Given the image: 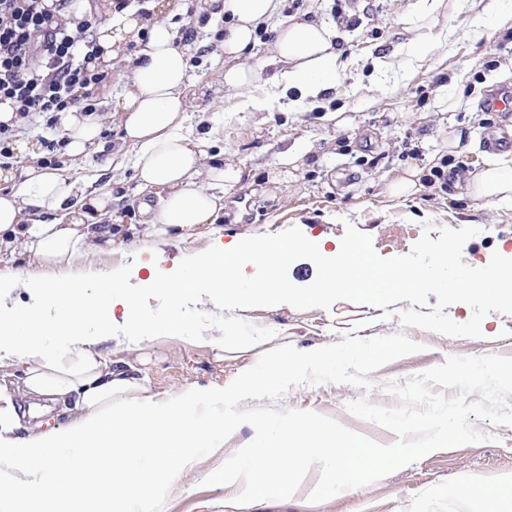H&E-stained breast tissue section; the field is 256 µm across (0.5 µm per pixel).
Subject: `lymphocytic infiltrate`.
<instances>
[{
    "label": "lymphocytic infiltrate",
    "mask_w": 512,
    "mask_h": 512,
    "mask_svg": "<svg viewBox=\"0 0 512 512\" xmlns=\"http://www.w3.org/2000/svg\"><path fill=\"white\" fill-rule=\"evenodd\" d=\"M43 0H0V102L20 128L55 129L61 113L92 112L108 72L96 64L90 16L51 14Z\"/></svg>",
    "instance_id": "obj_1"
}]
</instances>
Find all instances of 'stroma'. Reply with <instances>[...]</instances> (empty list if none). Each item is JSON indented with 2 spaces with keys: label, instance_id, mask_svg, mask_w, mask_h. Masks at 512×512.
Wrapping results in <instances>:
<instances>
[{
  "label": "stroma",
  "instance_id": "obj_1",
  "mask_svg": "<svg viewBox=\"0 0 512 512\" xmlns=\"http://www.w3.org/2000/svg\"><path fill=\"white\" fill-rule=\"evenodd\" d=\"M414 2L359 0L356 11L361 25L336 32V44L351 58V66L324 99L297 112L281 110L280 85L271 68L251 96L265 100L263 111H253L249 98L225 94L224 52L211 47L224 17L214 14L197 39L200 49L194 52L189 71L191 82L206 86L207 92L193 98L186 125L194 128L203 122H219L217 151L248 173H275L282 151L289 146L315 148L319 159L279 189L276 197L246 198L237 211L238 223L223 222L222 234L354 240L375 266L404 263L417 267L426 287L376 302L340 298L228 309L220 318L211 315L209 305L197 297L185 299L174 314L163 296H143L149 314L170 325L169 337L151 345L145 359L134 354L128 357L153 390L183 391L233 379L263 352L285 344L310 351L340 342L349 332L370 338L401 331L425 349L370 373L372 390L324 384L292 389L276 402L264 398L241 403L245 409L274 405L312 410L378 444L389 445L395 442V434L352 415L346 408L348 402L364 397L393 408L399 401L383 392V385L405 382L444 363L447 356H512V301L457 300L431 286L445 273L466 281L491 279L501 260V247H512V210H496L474 201L453 178L446 187H425L398 204L386 200L378 188L381 178L401 174L410 160L447 153L451 131L463 133L470 163L488 152V137L512 134L510 117L478 109L442 113L434 105L437 89L450 83L462 67L468 70V87L480 95L512 90V77L500 76L502 68L512 65V38L475 27L474 13L462 11L441 22L448 33L444 58L420 63L399 56L392 66L377 65L378 56L403 41L400 16ZM79 175L116 195L131 193L136 184L132 160L113 169L109 148L89 159ZM456 241L463 244L462 254L448 269H441L438 257ZM241 327L251 350L228 347L219 356L191 341L201 333L233 336ZM474 426L492 434V441L434 451L318 504L308 501L319 478L314 466L293 498L241 509L233 502L238 487L215 483L211 474L252 444L253 430L244 425L225 434L222 452L201 451L193 467L174 480L164 512H472L469 501L449 495V486L481 487L512 479V427L479 420Z\"/></svg>",
  "mask_w": 512,
  "mask_h": 512
}]
</instances>
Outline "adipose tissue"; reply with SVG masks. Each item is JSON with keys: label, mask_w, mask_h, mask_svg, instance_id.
<instances>
[{"label": "adipose tissue", "mask_w": 512, "mask_h": 512, "mask_svg": "<svg viewBox=\"0 0 512 512\" xmlns=\"http://www.w3.org/2000/svg\"><path fill=\"white\" fill-rule=\"evenodd\" d=\"M470 0H416L404 14L409 34L405 54L422 61L444 47L435 35L448 4L465 9ZM155 18L136 7L113 14L96 30L102 62L125 44L137 43L124 75L126 90L112 104L119 131L116 156L133 150L137 171L131 197L88 191L72 165L101 148L102 117L79 110L61 120L64 145L59 163L46 165L41 146L14 141L16 163L0 167V288L23 290L45 303L65 305L66 321L44 322L38 308L22 306L0 315V512H163L164 495L201 449L224 446V435L252 424L255 443L215 472L217 482L245 478L242 501L287 488L296 462L327 463L326 490L353 485L370 471L401 462L402 448H368L335 427L305 415L253 421L247 413L228 414L227 403L287 381L289 368L269 362L263 373L245 371L233 380L180 392L151 389L121 358H107L104 344L119 323L134 350L145 351L166 329L151 320L140 295L122 286L138 280L142 292H163L169 308L198 289L217 291L222 303L272 304L283 299L314 302L334 294L376 301L424 286L414 267L381 269L352 242L327 248L322 238L264 240L214 237L204 252L173 267L161 264V244L210 233L233 202L241 181L239 165L213 152V131L187 132L190 85L188 56L175 48L170 19L178 0H158ZM231 18L224 29V90H253L265 68H276L284 89L297 91L289 110L302 108L333 88L347 62L334 49V28L306 15L291 16L267 55L257 53V30L274 12V0H222ZM440 158L411 163L404 174L384 181L381 193L404 199L417 193ZM469 196L494 208L512 209V159L484 155L466 171ZM135 208L139 223L109 225L123 207ZM137 236L144 258L131 266L98 272L100 297L87 292L83 264L110 254L117 235ZM298 255L331 269L314 288H295L282 269ZM457 299L480 297L494 303L512 299V262L499 265L490 283L448 276L433 283ZM98 322L96 333L85 330ZM32 325L20 333L17 323ZM53 330L54 346L43 335ZM11 357L17 371L7 370ZM62 405L68 420H41L40 401Z\"/></svg>", "instance_id": "ef3b65f1"}]
</instances>
